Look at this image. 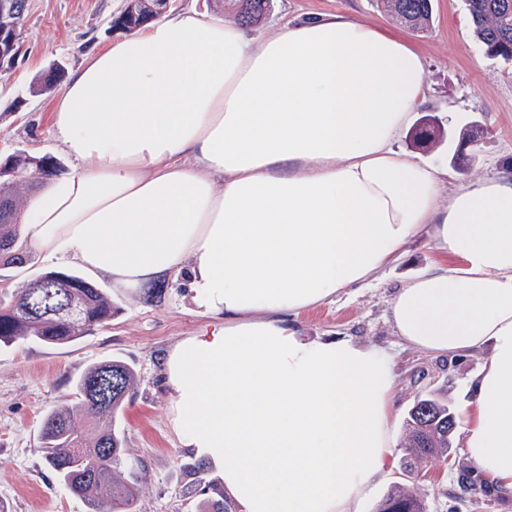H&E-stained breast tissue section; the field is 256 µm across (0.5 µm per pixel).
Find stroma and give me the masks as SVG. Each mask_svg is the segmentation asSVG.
I'll use <instances>...</instances> for the list:
<instances>
[{"label": "stroma", "instance_id": "obj_1", "mask_svg": "<svg viewBox=\"0 0 512 512\" xmlns=\"http://www.w3.org/2000/svg\"><path fill=\"white\" fill-rule=\"evenodd\" d=\"M125 5L126 0H28L25 53L13 71L0 76V154L23 148L53 157L62 172L74 168L51 127L54 93L33 92L32 85L58 64L72 73L92 51L108 46L115 38L109 20ZM433 8L431 30L416 34L382 14L375 0H273L258 29L274 33L290 21L336 12L403 39L426 60L428 96L415 117L437 119L451 138L422 151L412 147L405 131L396 149L447 169L452 188L512 176V64L485 55L472 37L462 0H433ZM472 123L482 137L468 149L473 169L466 175L452 161L454 136ZM443 259L429 231H422L371 283L343 289L332 300L288 319L308 338L349 339L386 354L393 367L399 422L419 393L443 396L463 411L491 351L486 343L461 354H432L412 347L395 330L391 304L399 288ZM96 285L114 307L106 327L65 346L28 340L0 348V503L7 512H88L87 504L45 466L40 423L53 408L74 404V384L92 362L119 358L136 371L133 396L116 426L125 439L121 470L135 474L139 512H199L203 497L196 489L197 477L185 468L194 452L183 447L174 431L163 360L168 350L213 320L197 312L177 282L158 292L116 289L102 279ZM465 460L457 437L448 462L420 473L417 483L426 492L428 512H512V498L488 491L460 498L457 466Z\"/></svg>", "mask_w": 512, "mask_h": 512}]
</instances>
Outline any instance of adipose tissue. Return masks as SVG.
I'll list each match as a JSON object with an SVG mask.
<instances>
[{"label": "adipose tissue", "instance_id": "ef3b65f1", "mask_svg": "<svg viewBox=\"0 0 512 512\" xmlns=\"http://www.w3.org/2000/svg\"><path fill=\"white\" fill-rule=\"evenodd\" d=\"M424 70L344 14L250 36L189 10L97 51L54 99L77 167L30 198L28 240L116 288L187 271L197 310L222 323L168 353L170 412L238 512H358L383 475L390 360L288 318L370 281L425 227L447 260L399 289L392 322L435 354L491 343L463 444L512 495V177L452 190L395 149Z\"/></svg>", "mask_w": 512, "mask_h": 512}]
</instances>
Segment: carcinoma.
I'll return each mask as SVG.
<instances>
[{
  "label": "carcinoma",
  "mask_w": 512,
  "mask_h": 512,
  "mask_svg": "<svg viewBox=\"0 0 512 512\" xmlns=\"http://www.w3.org/2000/svg\"><path fill=\"white\" fill-rule=\"evenodd\" d=\"M236 18L245 27L254 26L271 12L268 0H228ZM471 22L473 38L492 59L512 62V0H463ZM377 8L395 23L416 33L431 29L432 0H376ZM131 16L126 22L130 32L142 26L148 10L140 0L127 5ZM446 136L439 126H428L414 133L418 148L439 144ZM14 164L25 173L17 180H0V270L20 268L29 261L24 225L19 221L24 196L36 176L60 172L49 156L27 154L14 159L0 157V168ZM10 299H0V347L34 339L48 346L73 343L97 327L108 325L114 314L112 301L92 282L63 271H48ZM79 305L74 317L34 315L28 304ZM135 381V370L120 359H103L90 364L75 383V406H60L49 411L41 425L44 460L60 484L87 503L89 512H136L137 487L131 479L117 474L124 461V438L114 427L126 397ZM405 451L401 468L410 477L419 468L440 459H448L456 429L452 408L441 399L419 393L408 407L403 422ZM212 493L204 512H232L224 502V490L205 485ZM423 497L402 482L394 483L376 507V512H426Z\"/></svg>",
  "instance_id": "carcinoma-1"
}]
</instances>
